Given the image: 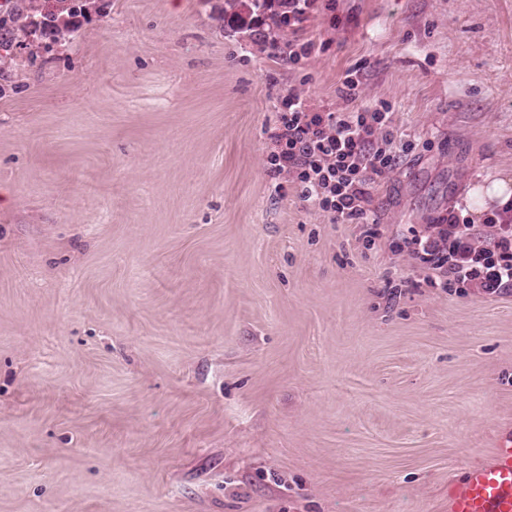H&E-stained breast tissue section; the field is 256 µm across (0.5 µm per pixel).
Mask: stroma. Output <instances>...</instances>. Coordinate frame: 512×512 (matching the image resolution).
Instances as JSON below:
<instances>
[{
  "instance_id": "obj_1",
  "label": "stroma",
  "mask_w": 512,
  "mask_h": 512,
  "mask_svg": "<svg viewBox=\"0 0 512 512\" xmlns=\"http://www.w3.org/2000/svg\"><path fill=\"white\" fill-rule=\"evenodd\" d=\"M223 7L112 0L0 70V512H448L512 430V293L391 242L512 176V0ZM353 68L414 144L372 247L265 167L280 95L348 109ZM290 6L291 9H288V0H225L224 11L219 19L224 22V26L240 27L245 24L243 14H256L257 20L265 24L268 30L278 31L287 24L288 27L299 25L310 13L336 11L335 0H294ZM285 13L290 15L289 20Z\"/></svg>"
}]
</instances>
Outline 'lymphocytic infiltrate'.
<instances>
[{
	"label": "lymphocytic infiltrate",
	"instance_id": "lymphocytic-infiltrate-1",
	"mask_svg": "<svg viewBox=\"0 0 512 512\" xmlns=\"http://www.w3.org/2000/svg\"><path fill=\"white\" fill-rule=\"evenodd\" d=\"M390 111L382 101L371 108L326 112L300 91L288 90L278 105L270 169L289 177L300 198L326 213L331 223H376L374 184L396 164ZM486 225L489 240L478 243L467 218L452 210L432 228L398 238L394 247L436 273L441 287L507 294L512 292V205L487 217Z\"/></svg>",
	"mask_w": 512,
	"mask_h": 512
}]
</instances>
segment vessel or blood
<instances>
[{
    "label": "vessel or blood",
    "instance_id": "b4317fda",
    "mask_svg": "<svg viewBox=\"0 0 512 512\" xmlns=\"http://www.w3.org/2000/svg\"><path fill=\"white\" fill-rule=\"evenodd\" d=\"M448 512H512V431L497 438L489 460L448 488Z\"/></svg>",
    "mask_w": 512,
    "mask_h": 512
}]
</instances>
